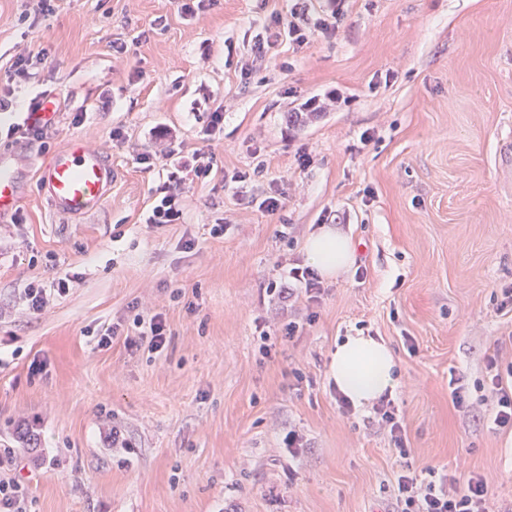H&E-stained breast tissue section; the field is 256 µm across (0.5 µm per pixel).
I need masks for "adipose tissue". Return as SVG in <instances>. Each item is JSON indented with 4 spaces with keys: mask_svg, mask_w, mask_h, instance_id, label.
Masks as SVG:
<instances>
[{
    "mask_svg": "<svg viewBox=\"0 0 512 512\" xmlns=\"http://www.w3.org/2000/svg\"><path fill=\"white\" fill-rule=\"evenodd\" d=\"M304 251L307 263L326 278L337 276L354 262L353 241L330 227L311 235ZM329 375L337 392L357 408L371 404L398 384L397 362L391 349L361 333L337 341Z\"/></svg>",
    "mask_w": 512,
    "mask_h": 512,
    "instance_id": "obj_1",
    "label": "adipose tissue"
}]
</instances>
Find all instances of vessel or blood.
Segmentation results:
<instances>
[{"label": "vessel or blood", "instance_id": "obj_1", "mask_svg": "<svg viewBox=\"0 0 512 512\" xmlns=\"http://www.w3.org/2000/svg\"><path fill=\"white\" fill-rule=\"evenodd\" d=\"M114 172L103 152L74 138L55 151L39 172L43 198L60 216H76L99 207L112 187ZM15 168L0 160V217L15 211L21 198Z\"/></svg>", "mask_w": 512, "mask_h": 512}]
</instances>
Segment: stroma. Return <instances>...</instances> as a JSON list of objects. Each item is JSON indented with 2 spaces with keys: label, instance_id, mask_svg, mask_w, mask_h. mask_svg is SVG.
I'll use <instances>...</instances> for the list:
<instances>
[{
  "label": "stroma",
  "instance_id": "obj_1",
  "mask_svg": "<svg viewBox=\"0 0 512 512\" xmlns=\"http://www.w3.org/2000/svg\"><path fill=\"white\" fill-rule=\"evenodd\" d=\"M52 5L0 0V158L23 187L0 218V448L31 512H392L404 466L482 475L492 512H512V434L491 429L485 387L486 356L512 361V312L497 311L512 287V0H344L335 28L262 57L256 35L293 0H205L191 16L178 0ZM21 53L41 60L14 80ZM44 89L55 126L7 138ZM312 97L323 112L295 123ZM73 138L115 176L100 207L65 218L37 172ZM171 147L213 170L184 172L179 223L148 224ZM323 226L352 239V267L316 302L268 293ZM65 277L29 314L26 289ZM137 310L162 316V351L126 348ZM279 320L299 324L294 340ZM357 332L397 359L407 458L372 409L336 402L331 354Z\"/></svg>",
  "mask_w": 512,
  "mask_h": 512
}]
</instances>
